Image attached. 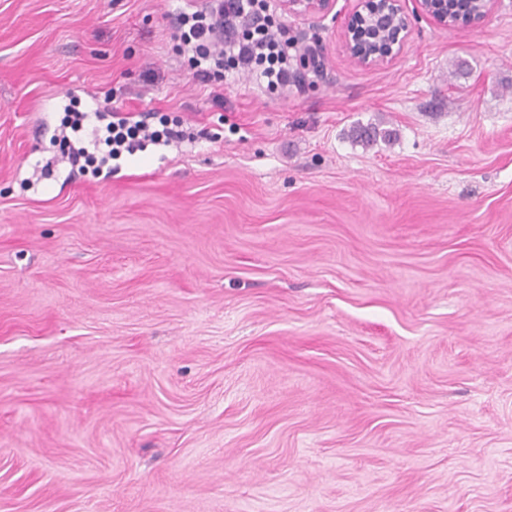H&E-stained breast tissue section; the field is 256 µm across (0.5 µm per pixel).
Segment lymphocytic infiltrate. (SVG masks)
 Listing matches in <instances>:
<instances>
[{"label":"lymphocytic infiltrate","mask_w":512,"mask_h":512,"mask_svg":"<svg viewBox=\"0 0 512 512\" xmlns=\"http://www.w3.org/2000/svg\"><path fill=\"white\" fill-rule=\"evenodd\" d=\"M177 38L200 82L241 71L269 90L298 82V42L274 19L269 0H206L202 9L180 13Z\"/></svg>","instance_id":"1"}]
</instances>
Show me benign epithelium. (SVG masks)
Instances as JSON below:
<instances>
[{
	"label": "benign epithelium",
	"instance_id": "7a95c632",
	"mask_svg": "<svg viewBox=\"0 0 512 512\" xmlns=\"http://www.w3.org/2000/svg\"><path fill=\"white\" fill-rule=\"evenodd\" d=\"M288 13L339 22L342 48L364 69L383 67L396 59L407 45L413 22L425 17L443 29L478 28L492 14L496 0H472L470 13L448 14V0H347L348 7L335 10L336 0H283Z\"/></svg>",
	"mask_w": 512,
	"mask_h": 512
}]
</instances>
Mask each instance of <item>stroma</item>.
<instances>
[{"mask_svg": "<svg viewBox=\"0 0 512 512\" xmlns=\"http://www.w3.org/2000/svg\"><path fill=\"white\" fill-rule=\"evenodd\" d=\"M200 3L0 0V512H512V0L373 71L285 16L275 94ZM97 102L193 138L70 179ZM269 0H210L201 10L179 14L178 50L189 53L195 77L202 83L224 71V80L248 72L268 90L297 88V54L311 56L320 71L316 48L298 46L288 26L274 19Z\"/></svg>", "mask_w": 512, "mask_h": 512, "instance_id": "stroma-1", "label": "stroma"}]
</instances>
